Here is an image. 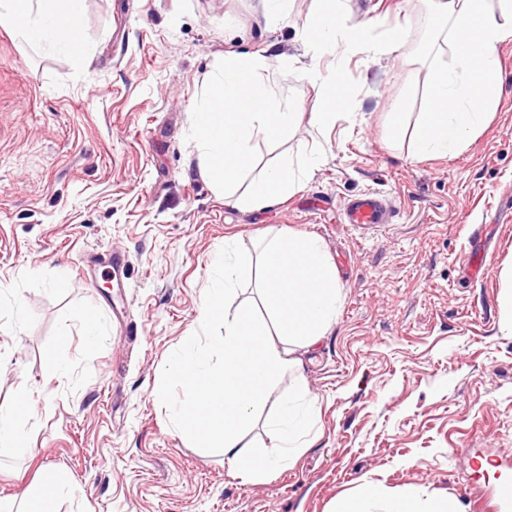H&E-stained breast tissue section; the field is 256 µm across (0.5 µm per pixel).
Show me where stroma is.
<instances>
[{
    "instance_id": "stroma-1",
    "label": "stroma",
    "mask_w": 512,
    "mask_h": 512,
    "mask_svg": "<svg viewBox=\"0 0 512 512\" xmlns=\"http://www.w3.org/2000/svg\"><path fill=\"white\" fill-rule=\"evenodd\" d=\"M349 6L351 23L413 25L397 53L343 65L353 112L252 143L247 182L305 146L323 157L263 210L225 205L201 174L194 114L225 54L262 49L283 101L311 112L317 90L285 59L303 53L313 0L274 20L260 0H85L82 66L0 23V402L26 398L32 447L0 450V512H17L45 467L77 489L60 512H333L369 484L512 512L494 504L512 481V42L487 128L418 161L386 114L423 111L428 65L451 59L426 49L427 0ZM368 191L395 204L391 223L345 222ZM294 232L321 238L342 284L335 323L300 354L317 438L246 484L220 451L172 433L168 402L183 389L162 367L185 337L218 345L198 315L225 241L251 250ZM108 247L125 256L118 286ZM87 314L103 327L92 346ZM56 356L71 368L51 380Z\"/></svg>"
}]
</instances>
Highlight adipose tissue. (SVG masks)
Here are the masks:
<instances>
[{
	"label": "adipose tissue",
	"mask_w": 512,
	"mask_h": 512,
	"mask_svg": "<svg viewBox=\"0 0 512 512\" xmlns=\"http://www.w3.org/2000/svg\"><path fill=\"white\" fill-rule=\"evenodd\" d=\"M84 0H0V20L14 35L37 48L66 52L83 61L86 45L76 21ZM344 0H318L303 23L299 39L303 57L289 58L301 77L320 87L311 121L324 127L355 103L344 84L343 69L322 71L326 55L350 57L396 50L406 38L403 25L386 27L372 40L367 23H346ZM425 25L445 32L451 61L427 72V105L416 123H409L402 105L388 114L392 137L412 133V158L456 155L484 128L499 101L498 48L512 41V0H431ZM266 60L257 53L232 54L213 71L208 90L195 114V149L200 170L225 199L237 206L262 210L291 194L300 178L312 176L308 151L283 157L259 179L242 185L251 144L259 136L276 137L293 129L297 112L282 102L265 75ZM212 265L216 271L206 288L201 324L222 328L219 346L185 340L165 362V374L185 384L183 398L169 403L175 433L203 448L220 449L230 472L252 484L266 483L309 448L308 436L317 418L298 351L311 348L327 333L340 306L342 284L323 245L313 235L291 233L270 239L254 253L225 243ZM259 278L258 297L266 319L253 307L237 302V286ZM293 371L294 383L266 426L274 451L248 439L255 417L265 411L276 378ZM76 488L64 472L43 470L26 488L19 512H56L59 500L73 498ZM336 512H459L448 501L425 502L410 486L387 491L366 486L354 499L340 500Z\"/></svg>",
	"instance_id": "obj_1"
}]
</instances>
